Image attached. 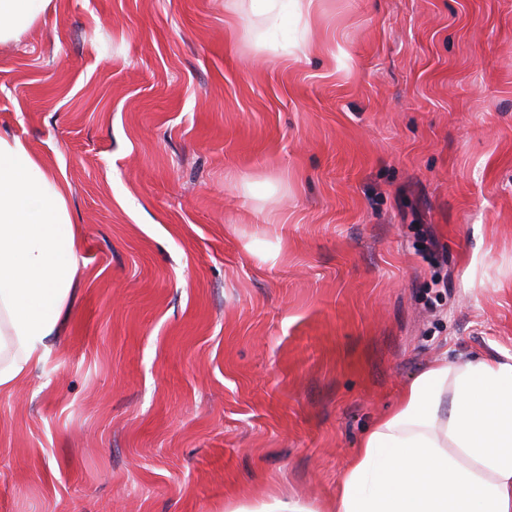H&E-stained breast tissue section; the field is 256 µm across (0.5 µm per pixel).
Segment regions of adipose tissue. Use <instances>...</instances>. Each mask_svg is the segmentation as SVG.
I'll use <instances>...</instances> for the list:
<instances>
[{"label":"adipose tissue","mask_w":512,"mask_h":512,"mask_svg":"<svg viewBox=\"0 0 512 512\" xmlns=\"http://www.w3.org/2000/svg\"><path fill=\"white\" fill-rule=\"evenodd\" d=\"M50 0H0V42ZM69 186L0 132V391L42 365L79 274ZM328 512H512V356L437 361L377 419Z\"/></svg>","instance_id":"adipose-tissue-1"}]
</instances>
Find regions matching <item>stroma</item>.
<instances>
[{
  "instance_id": "35a3bbf8",
  "label": "stroma",
  "mask_w": 512,
  "mask_h": 512,
  "mask_svg": "<svg viewBox=\"0 0 512 512\" xmlns=\"http://www.w3.org/2000/svg\"><path fill=\"white\" fill-rule=\"evenodd\" d=\"M281 5L51 0L0 44L83 241L0 512L318 510L436 358L512 355V0ZM249 2L250 17L260 20V23L267 29L279 27L284 18L277 9L279 0H247ZM234 512H313V510L298 500L272 498L271 501L263 502L256 508L241 507Z\"/></svg>"
}]
</instances>
